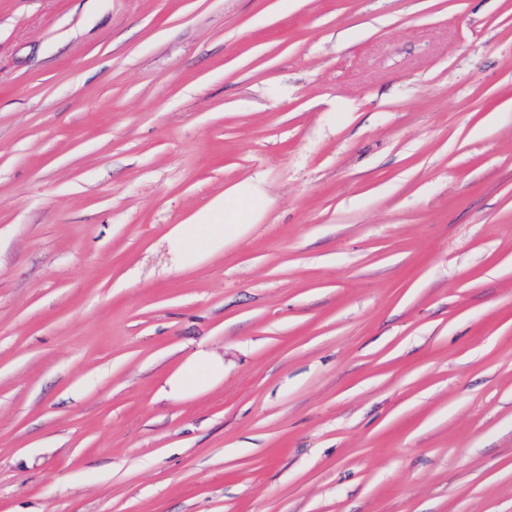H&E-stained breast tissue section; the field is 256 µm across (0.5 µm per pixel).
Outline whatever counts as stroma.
I'll return each mask as SVG.
<instances>
[{
  "label": "stroma",
  "instance_id": "obj_1",
  "mask_svg": "<svg viewBox=\"0 0 512 512\" xmlns=\"http://www.w3.org/2000/svg\"><path fill=\"white\" fill-rule=\"evenodd\" d=\"M277 2L0 0V512H512V0ZM261 204L262 198L249 182L225 191L223 199L215 200L207 209L171 229V252L191 261L224 248L225 234L232 232L241 223L246 210H255ZM224 380V360L216 355L198 352L188 357L166 380L163 390L168 395L189 398L217 386Z\"/></svg>",
  "mask_w": 512,
  "mask_h": 512
}]
</instances>
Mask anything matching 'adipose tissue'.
<instances>
[{
	"label": "adipose tissue",
	"instance_id": "obj_1",
	"mask_svg": "<svg viewBox=\"0 0 512 512\" xmlns=\"http://www.w3.org/2000/svg\"><path fill=\"white\" fill-rule=\"evenodd\" d=\"M261 204V197L250 183L225 191L223 198L171 229L169 246L172 253L187 261L212 254L223 247L225 234L240 224L245 211L260 208ZM223 378V359L198 352L174 371L166 380L164 390L167 394L188 398L217 386Z\"/></svg>",
	"mask_w": 512,
	"mask_h": 512
}]
</instances>
